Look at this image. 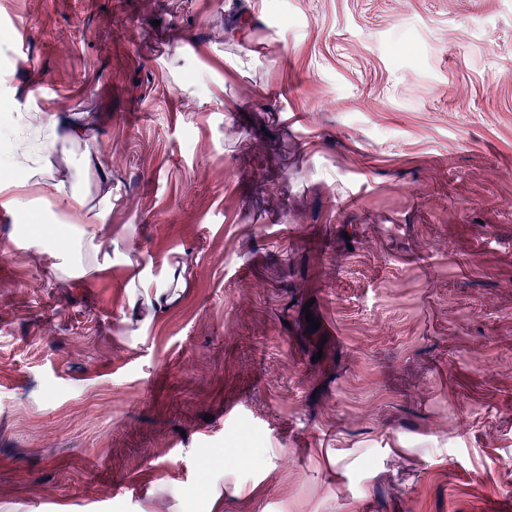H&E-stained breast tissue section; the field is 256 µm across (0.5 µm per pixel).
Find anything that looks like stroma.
<instances>
[{
	"label": "stroma",
	"mask_w": 512,
	"mask_h": 512,
	"mask_svg": "<svg viewBox=\"0 0 512 512\" xmlns=\"http://www.w3.org/2000/svg\"><path fill=\"white\" fill-rule=\"evenodd\" d=\"M62 110L29 219L91 148L112 264L0 208V512H512V0H0ZM179 279L175 271H168L155 276L143 270L139 273L138 285L144 303L151 309L165 311L177 298L172 285Z\"/></svg>",
	"instance_id": "obj_1"
}]
</instances>
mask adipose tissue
Returning a JSON list of instances; mask_svg holds the SVG:
<instances>
[{
    "mask_svg": "<svg viewBox=\"0 0 512 512\" xmlns=\"http://www.w3.org/2000/svg\"><path fill=\"white\" fill-rule=\"evenodd\" d=\"M39 139L36 147H28L14 130H0V207L18 215H27L30 200L19 194L20 186L46 180L47 156L64 142L80 141L83 129L71 123L65 113L58 112L38 120ZM54 192L74 217L62 237L31 231L28 224L19 229L27 246L36 253L48 254L58 261L65 275L84 276L112 264V241L104 233L103 215L92 207L86 195L65 183L53 185Z\"/></svg>",
    "mask_w": 512,
    "mask_h": 512,
    "instance_id": "ef3b65f1",
    "label": "adipose tissue"
}]
</instances>
